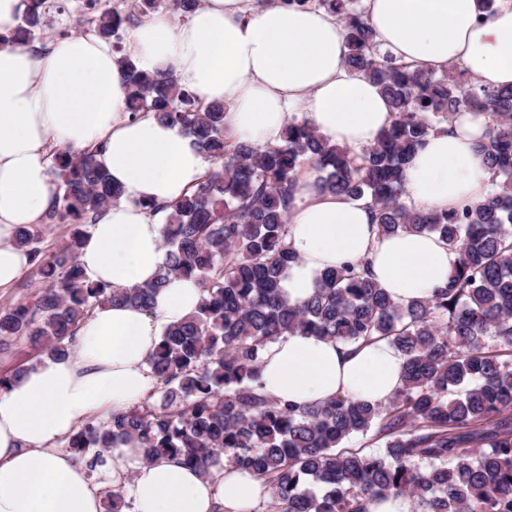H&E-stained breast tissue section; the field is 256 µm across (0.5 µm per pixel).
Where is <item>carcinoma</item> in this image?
<instances>
[{"mask_svg": "<svg viewBox=\"0 0 512 512\" xmlns=\"http://www.w3.org/2000/svg\"><path fill=\"white\" fill-rule=\"evenodd\" d=\"M200 0H133L132 9L85 0L81 20L104 40L166 11L186 16ZM345 30L348 71L376 82L391 125L358 150L331 145L296 117L280 143L224 136L222 103H205L173 72L119 58L127 111L153 114L193 139L208 167L197 187L164 213L167 261L155 281L114 289L90 280L79 262L84 236L123 191L97 162L98 150L49 149L54 193L45 220L72 225L53 251L18 227L15 245L41 273L39 289L0 306V351L18 338L43 357H66L78 325L107 303L148 309L170 277L195 279L197 309L169 325L148 365L161 386L143 403L89 421L61 447L102 466L112 445L133 440L148 462L177 457L207 474L219 455L272 490L273 512H368L374 499L404 497L415 512H512V87L488 89L450 67L423 73L380 51L357 0H321ZM45 0H29L17 37L44 26ZM464 110L489 114L480 148L491 171L486 197L451 212H420L405 201L404 171L427 136ZM322 187L367 199L380 234H435L456 255L448 285L407 305L392 300L360 261L321 272L299 304L280 282L296 260L287 245L297 171ZM313 334L352 344L386 340L403 356V383L386 405L338 397L282 404L261 390L264 350L282 336ZM374 431L376 450L345 448ZM104 512L129 507L124 489L101 491Z\"/></svg>", "mask_w": 512, "mask_h": 512, "instance_id": "1", "label": "carcinoma"}]
</instances>
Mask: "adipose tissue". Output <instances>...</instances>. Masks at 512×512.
Returning <instances> with one entry per match:
<instances>
[{
	"instance_id": "1",
	"label": "adipose tissue",
	"mask_w": 512,
	"mask_h": 512,
	"mask_svg": "<svg viewBox=\"0 0 512 512\" xmlns=\"http://www.w3.org/2000/svg\"><path fill=\"white\" fill-rule=\"evenodd\" d=\"M380 49L412 69L455 65L490 89L512 86V0L478 22V0H364ZM25 0H0V289L28 264L14 244L40 223L52 196L50 145L102 146L99 162L124 194L86 237L80 261L90 280L147 285L165 263L163 219L144 202L169 203L196 186L207 163L190 138L152 114L131 117L117 55L93 34L47 47L9 42ZM344 29L314 7L280 0H201L182 23L156 14L130 32L126 55L149 71L174 69L182 87L226 106L236 141L280 142L301 108L329 143L372 144L391 120L380 87L348 72ZM489 115L465 112L432 131L405 172L408 202L451 211L483 200L491 175L479 145ZM287 243L297 261L281 281L290 302L313 295L319 274L368 261L398 303L447 285L455 254L437 236H382L364 202L324 191L314 170L298 174ZM201 289L175 278L151 310L113 303L81 322L70 355L45 358L0 391V512H102L87 466L59 441L93 419L129 409L156 387L148 360L164 329L193 312ZM403 359L381 340L344 346L313 335L280 339L263 354L260 382L271 399L303 405L338 396L387 403L402 385ZM106 476L125 487L131 512H255L269 489L226 462L209 474L163 457L147 463L131 441L113 446Z\"/></svg>"
}]
</instances>
